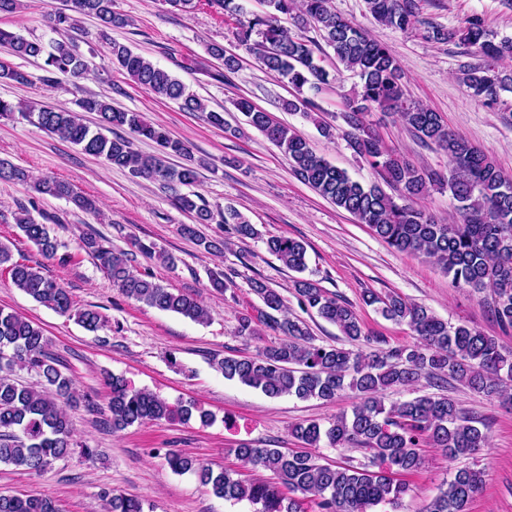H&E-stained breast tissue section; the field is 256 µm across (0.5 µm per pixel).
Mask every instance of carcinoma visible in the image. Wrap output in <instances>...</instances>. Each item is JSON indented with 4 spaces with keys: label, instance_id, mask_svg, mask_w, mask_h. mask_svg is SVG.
I'll return each instance as SVG.
<instances>
[{
    "label": "carcinoma",
    "instance_id": "1",
    "mask_svg": "<svg viewBox=\"0 0 512 512\" xmlns=\"http://www.w3.org/2000/svg\"><path fill=\"white\" fill-rule=\"evenodd\" d=\"M269 10L246 21H238L237 37L259 56L269 72L288 79L295 89H317L330 83L329 73L315 60V44L294 35L281 24V16L292 19L301 30L316 28L336 60L360 78V89L346 99L344 121L346 138L356 155L376 170L383 184L365 186L346 170L333 165L313 151L309 144L288 126L241 98L235 106L247 123L288 156L293 174L321 197L367 225L374 235L399 252L419 254L451 277L457 287L477 292L490 289V311L503 328H512V177L484 151L451 130L443 117L405 97L403 73L397 59L365 31L332 11L329 0H266ZM371 16L380 24L399 30L414 26L418 19L415 0H366ZM98 20L102 29L121 27L124 16L113 9V0H65V8L46 16L56 33L78 29L80 17ZM260 37L252 41V36ZM440 41L457 39L479 48L485 62L463 70V83L470 96L494 104L499 92L512 90V74L496 70V63L512 59V38L499 42L488 39L483 20L472 17L454 31L432 28ZM0 45L10 55L43 60V75L38 80L54 83L59 77L84 79L89 62L73 41L54 40L46 45L38 39L0 30ZM208 52L223 62L224 71L235 72L239 59L225 54L224 47L211 44ZM112 64L123 70L139 86L158 98L181 102L190 112H208L209 123L226 132L231 127L224 113L206 110L205 103L167 70L134 52L124 43H110ZM0 81L29 84L32 79L11 62L0 58ZM289 112H300L315 119L316 103L297 97L285 103ZM374 109L398 115L404 127L419 141L433 146L448 157V175L416 166L387 147L368 120ZM95 113L98 121L90 127L82 113ZM0 118L22 119L77 146L83 153L100 157L110 167L127 169L135 176L157 182L172 194L174 205L193 215L194 223L182 226L183 235L195 240L207 252L219 249L218 243L202 236L196 225L214 220L213 211L195 193L182 187L194 185L201 163L194 160L189 144L171 137L165 130L147 122L141 113L124 111L89 94L77 101L75 110H57L48 105L15 104L0 98ZM125 129L130 137L157 144L159 155L143 156L133 149L130 137L116 133ZM178 156L185 163L168 164ZM0 180L29 182L28 173L6 159H0ZM433 187L448 189L458 203L461 223L444 224L412 200ZM398 192L394 196L387 189ZM34 196H50L72 202L83 211L96 210V203L57 178L32 182ZM227 234L240 241L259 237L233 207L221 214ZM16 226L47 261L59 259L58 243L49 225L38 222L25 207L14 214ZM267 252L288 270L301 272L306 267V246L287 236L265 239ZM141 254L175 266V257L156 250V244L135 240ZM83 248L98 267L126 297L164 312L179 314L197 323L210 315L198 297L174 291L146 268L135 271L132 258L123 250L101 244L96 237L84 238ZM7 270L12 284L55 312L72 317L88 331L102 326L94 307L78 308L70 292L53 276L45 264L33 265L12 259L10 248L0 242V270ZM251 291L266 310L256 318L243 313L238 317L236 334L251 338L259 335V325L281 334L275 345L254 355L226 356L217 361L227 380H236L270 398L282 396L300 400L332 402L350 391L358 402L349 412L337 415L328 424L311 421L293 428V436L305 447L284 452L279 448H260L240 443L231 449L245 466L271 473V480H244L229 469L212 467L175 451L165 453L170 468L180 474L191 473L214 496L228 501L247 500L261 505L260 512H306L303 502L313 501L318 512H371L386 503H395L408 490L395 479L401 473L418 471L424 458L421 448L441 449L451 459L467 458L488 446L482 420L466 413L446 395H423L385 404L391 389L408 388L421 378L443 388L453 380L470 390L512 405V351L496 339L466 324H451L429 308L399 294H364V302L378 305L388 320L406 324L417 336L412 346L378 349L370 353L332 345L313 343L309 326L286 315L282 295L264 281H251ZM300 307L338 327L351 341L364 336L353 306L327 292L312 280L294 281ZM281 317H276V314ZM61 361L51 351L44 329L13 310L0 308V464L22 467L39 473L54 461L74 454L73 426L60 406L78 402L74 379L61 369ZM27 371L35 381L22 384L11 377L15 369ZM103 413L112 431H123L148 421H184L192 408L170 403L158 395L129 384L120 376L111 377ZM326 442L333 447L356 446L372 453L368 464H321L310 449ZM482 472L469 466L457 469L447 487L433 499L426 512H467L470 500L480 491ZM290 496H285L283 490ZM106 512H145L144 500L136 495L106 492ZM0 512H59L46 495H0Z\"/></svg>",
    "mask_w": 512,
    "mask_h": 512
}]
</instances>
